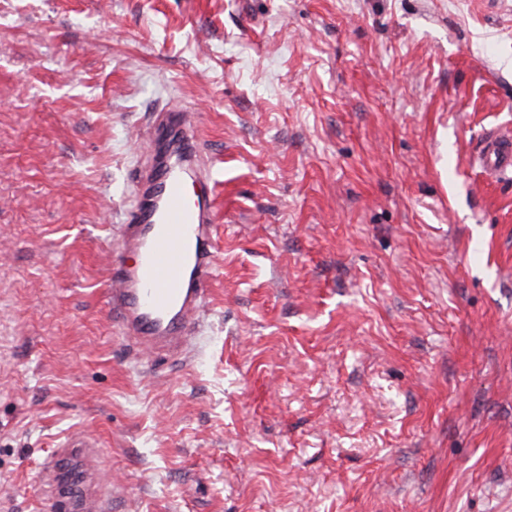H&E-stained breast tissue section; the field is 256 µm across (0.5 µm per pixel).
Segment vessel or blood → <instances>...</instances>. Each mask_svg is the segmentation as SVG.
Wrapping results in <instances>:
<instances>
[{
  "label": "vessel or blood",
  "instance_id": "1",
  "mask_svg": "<svg viewBox=\"0 0 512 512\" xmlns=\"http://www.w3.org/2000/svg\"><path fill=\"white\" fill-rule=\"evenodd\" d=\"M194 113L164 108L153 113L135 178V199L119 226L110 259L108 304L112 323L133 354L173 357L188 351L199 332L213 276L215 181L200 154ZM477 163L512 178V136L493 132ZM198 193L189 194L188 185ZM76 466L83 512H111L97 491V441L72 435L62 443Z\"/></svg>",
  "mask_w": 512,
  "mask_h": 512
}]
</instances>
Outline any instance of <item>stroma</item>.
<instances>
[{"label":"stroma","mask_w":512,"mask_h":512,"mask_svg":"<svg viewBox=\"0 0 512 512\" xmlns=\"http://www.w3.org/2000/svg\"><path fill=\"white\" fill-rule=\"evenodd\" d=\"M198 112L185 359L107 306L146 115ZM512 0H0V512H512ZM476 162L498 178H512V137L493 132L482 142ZM97 441L88 435H71L63 440L66 458L76 465L74 479L81 486L80 503L86 508L83 512H110V500L95 488L99 475L98 465L91 466L90 461L97 454Z\"/></svg>","instance_id":"stroma-1"}]
</instances>
